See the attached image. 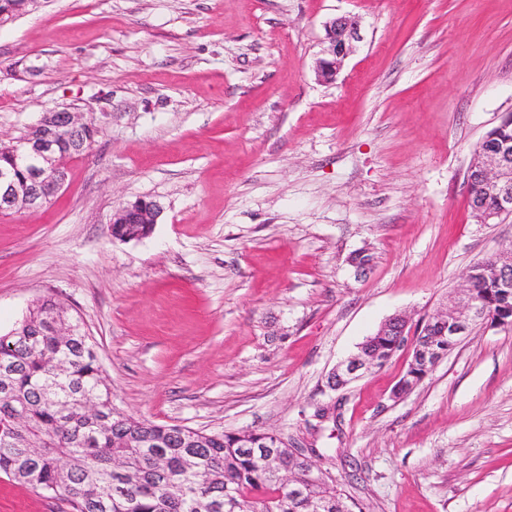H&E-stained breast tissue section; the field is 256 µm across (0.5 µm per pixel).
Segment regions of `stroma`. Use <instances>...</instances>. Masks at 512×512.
<instances>
[{
    "label": "stroma",
    "instance_id": "1",
    "mask_svg": "<svg viewBox=\"0 0 512 512\" xmlns=\"http://www.w3.org/2000/svg\"><path fill=\"white\" fill-rule=\"evenodd\" d=\"M341 15L361 39L324 82ZM63 109L99 133L43 207L0 217V335L54 298L122 413L328 449L369 512H512V329L397 399L405 349L327 387L388 316L419 324L512 245L467 179L512 114V0H43L0 28V142ZM139 198L152 234L114 239ZM322 404L336 420L307 428ZM0 512L70 508L1 474ZM162 208L153 200L138 199L129 202L120 207V209L112 215L111 224H121L115 227L114 233H121L125 225L123 224H139L138 228L133 232L125 235H113L112 237L120 241H138L148 237L154 230L155 224L161 216Z\"/></svg>",
    "mask_w": 512,
    "mask_h": 512
}]
</instances>
